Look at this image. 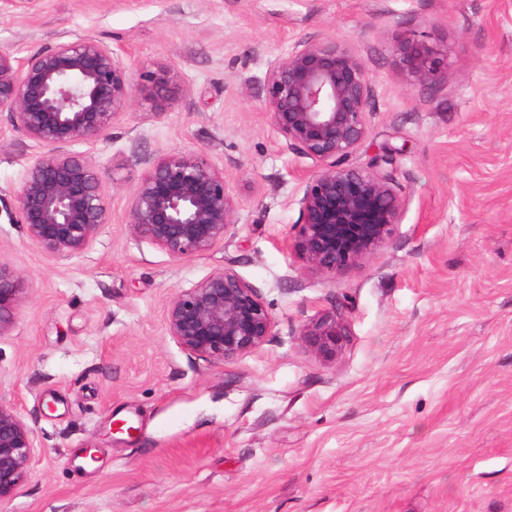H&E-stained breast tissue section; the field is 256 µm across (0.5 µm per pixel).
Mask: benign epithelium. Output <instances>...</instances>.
Returning a JSON list of instances; mask_svg holds the SVG:
<instances>
[{
	"instance_id": "obj_1",
	"label": "benign epithelium",
	"mask_w": 512,
	"mask_h": 512,
	"mask_svg": "<svg viewBox=\"0 0 512 512\" xmlns=\"http://www.w3.org/2000/svg\"><path fill=\"white\" fill-rule=\"evenodd\" d=\"M424 88L441 79L446 55L423 43L393 46ZM134 84L127 59L92 39L62 41L15 57L0 50V111L16 133L44 148L18 193L17 223L45 254L71 259L89 250L109 224L102 175L70 151L103 137L141 91L162 114L188 91L180 71L158 64ZM263 109L285 146L316 166L298 200L293 247L305 268L332 282L380 251L400 223L405 204L393 175L373 159L354 162L369 135L371 86L360 58L334 39L300 40L265 76ZM239 202L224 172L199 150L158 156L135 185L128 213L132 236L181 261L224 242ZM28 276L0 264V336L13 325ZM164 325L183 351L214 364L257 350L275 322L256 290L233 268L213 269L168 300ZM315 351L336 348L346 335L334 315L302 330ZM34 430L21 410L0 402V504L28 478L37 453Z\"/></svg>"
}]
</instances>
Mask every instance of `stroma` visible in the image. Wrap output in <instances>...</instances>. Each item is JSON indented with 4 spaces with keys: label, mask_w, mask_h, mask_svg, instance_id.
Masks as SVG:
<instances>
[{
    "label": "stroma",
    "mask_w": 512,
    "mask_h": 512,
    "mask_svg": "<svg viewBox=\"0 0 512 512\" xmlns=\"http://www.w3.org/2000/svg\"><path fill=\"white\" fill-rule=\"evenodd\" d=\"M89 37L133 76L176 66L163 114L137 98L73 145L103 173L109 223L79 257L46 256L11 221L43 151L0 112V264L29 290L0 336V401L38 454L5 512H512V0H0V49ZM331 38L364 63L370 133L405 210L388 244L335 281L292 243L315 165L261 103L270 64ZM448 51L435 88L390 47ZM198 149L240 207L223 244L179 262L133 237L134 186ZM232 267L275 326L226 364L167 336L171 295ZM347 330L318 354L301 329Z\"/></svg>",
    "instance_id": "1"
}]
</instances>
